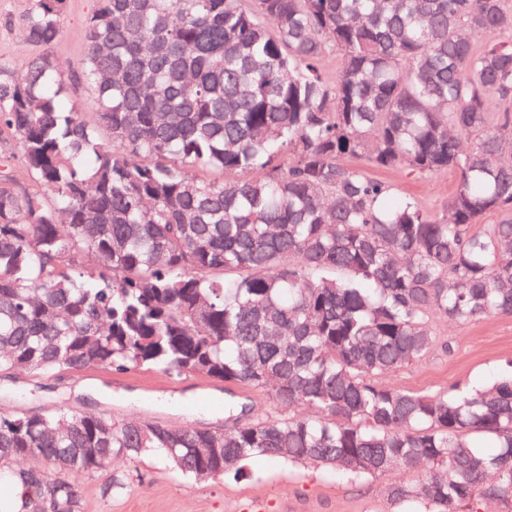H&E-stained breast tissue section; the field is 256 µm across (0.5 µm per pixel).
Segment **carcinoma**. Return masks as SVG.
<instances>
[{
    "mask_svg": "<svg viewBox=\"0 0 512 512\" xmlns=\"http://www.w3.org/2000/svg\"><path fill=\"white\" fill-rule=\"evenodd\" d=\"M29 2L35 53L0 60V371L198 375L280 413L0 416V512H83L79 478L154 453L198 479L411 470L395 512H512L511 360L479 388L378 382L432 318L512 314V0H99L70 78L67 0ZM343 156L460 182L431 214Z\"/></svg>",
    "mask_w": 512,
    "mask_h": 512,
    "instance_id": "carcinoma-1",
    "label": "carcinoma"
}]
</instances>
